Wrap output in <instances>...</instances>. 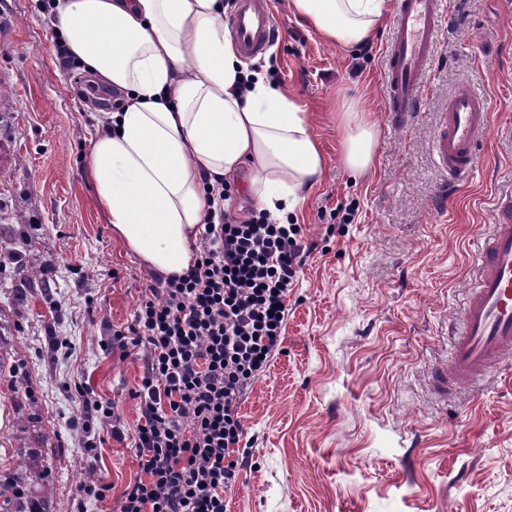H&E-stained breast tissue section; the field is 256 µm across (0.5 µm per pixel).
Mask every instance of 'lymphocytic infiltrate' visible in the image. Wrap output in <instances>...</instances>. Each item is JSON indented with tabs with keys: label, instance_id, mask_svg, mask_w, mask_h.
<instances>
[{
	"label": "lymphocytic infiltrate",
	"instance_id": "1",
	"mask_svg": "<svg viewBox=\"0 0 512 512\" xmlns=\"http://www.w3.org/2000/svg\"><path fill=\"white\" fill-rule=\"evenodd\" d=\"M201 180L209 209L193 263L152 274L130 323L112 330V350H146L133 432L114 402L77 389L82 420L111 421L113 437L135 450L138 472L119 512H225L224 495L248 464L239 408L282 351L288 294L309 252L302 225L236 212L229 181Z\"/></svg>",
	"mask_w": 512,
	"mask_h": 512
}]
</instances>
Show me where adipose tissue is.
<instances>
[{"mask_svg":"<svg viewBox=\"0 0 512 512\" xmlns=\"http://www.w3.org/2000/svg\"><path fill=\"white\" fill-rule=\"evenodd\" d=\"M223 0H50L71 56L127 93L103 115L88 175L121 243L149 268L179 274L207 201L201 175L248 170L249 194L277 220L294 213L325 167L305 108L266 72H249L224 31ZM295 18L344 49L369 41L385 0H290ZM248 90H240L242 79ZM341 160L368 170L377 127L363 101L337 113Z\"/></svg>","mask_w":512,"mask_h":512,"instance_id":"obj_1","label":"adipose tissue"}]
</instances>
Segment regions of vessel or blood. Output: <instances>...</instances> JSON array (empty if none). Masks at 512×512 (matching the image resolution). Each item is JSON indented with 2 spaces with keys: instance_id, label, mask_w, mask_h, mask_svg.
Listing matches in <instances>:
<instances>
[{
  "instance_id": "obj_1",
  "label": "vessel or blood",
  "mask_w": 512,
  "mask_h": 512,
  "mask_svg": "<svg viewBox=\"0 0 512 512\" xmlns=\"http://www.w3.org/2000/svg\"><path fill=\"white\" fill-rule=\"evenodd\" d=\"M443 10L444 0H394L393 34L385 47L387 111L394 123L407 124L420 110L422 79L437 55ZM226 24L248 59L265 54L278 32L273 13L259 0H236ZM489 123L482 92L463 86L449 98L433 143L445 185L470 177ZM448 334L450 360L432 374L438 394L512 368V196L498 203L494 222L478 244L466 301Z\"/></svg>"
}]
</instances>
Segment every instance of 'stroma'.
I'll list each match as a JSON object with an SVG mask.
<instances>
[{
	"label": "stroma",
	"instance_id": "1",
	"mask_svg": "<svg viewBox=\"0 0 512 512\" xmlns=\"http://www.w3.org/2000/svg\"><path fill=\"white\" fill-rule=\"evenodd\" d=\"M44 2L0 0V88L11 102L0 193L22 216L0 233L25 265L56 266L20 300L15 264L0 263L5 347L35 398L34 428L20 432L16 397L0 378V462H15L23 445L40 449L52 476L49 512H77L74 492L91 476L109 490L88 512H116L136 457L105 423L87 466L74 385L113 400L134 428L141 362L105 343L131 319L151 271L97 203L85 163L112 106L87 96L82 63L57 58ZM263 2L279 23L280 84L304 104L326 166L294 214L312 249L288 294L284 352L239 409L248 465L227 512H512V374L491 373L445 401L429 383L447 359L477 241L497 198L512 192V0H447L422 108L405 126L385 111L391 22L365 56L322 40L289 0ZM462 84L487 95L491 125L469 179L447 193L432 138ZM345 92L364 97L378 130L374 163L361 174L341 162ZM351 203L354 222L333 223L336 207Z\"/></svg>",
	"mask_w": 512,
	"mask_h": 512
}]
</instances>
